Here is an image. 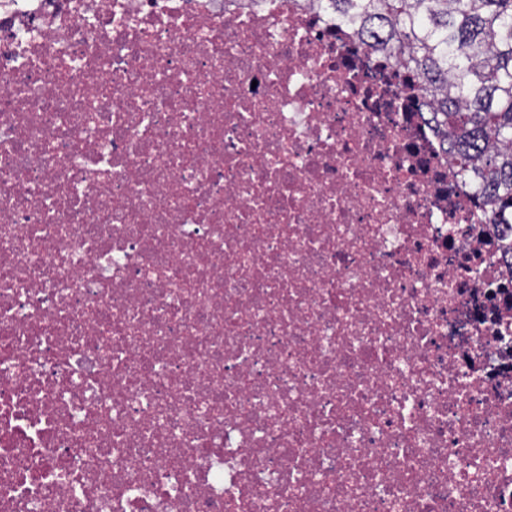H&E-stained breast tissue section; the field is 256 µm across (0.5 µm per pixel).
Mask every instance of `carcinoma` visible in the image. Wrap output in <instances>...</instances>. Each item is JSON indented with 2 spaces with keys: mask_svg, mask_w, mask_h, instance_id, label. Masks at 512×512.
<instances>
[{
  "mask_svg": "<svg viewBox=\"0 0 512 512\" xmlns=\"http://www.w3.org/2000/svg\"><path fill=\"white\" fill-rule=\"evenodd\" d=\"M417 79L458 176L512 233V0H309Z\"/></svg>",
  "mask_w": 512,
  "mask_h": 512,
  "instance_id": "1",
  "label": "carcinoma"
}]
</instances>
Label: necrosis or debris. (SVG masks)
<instances>
[{
  "mask_svg": "<svg viewBox=\"0 0 512 512\" xmlns=\"http://www.w3.org/2000/svg\"><path fill=\"white\" fill-rule=\"evenodd\" d=\"M307 0H0V512H512V256Z\"/></svg>",
  "mask_w": 512,
  "mask_h": 512,
  "instance_id": "obj_1",
  "label": "necrosis or debris"
}]
</instances>
